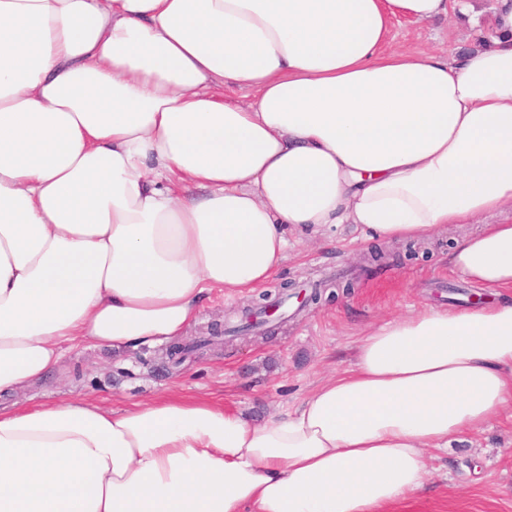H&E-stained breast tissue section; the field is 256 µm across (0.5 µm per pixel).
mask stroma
<instances>
[{
	"instance_id": "1",
	"label": "stroma",
	"mask_w": 512,
	"mask_h": 512,
	"mask_svg": "<svg viewBox=\"0 0 512 512\" xmlns=\"http://www.w3.org/2000/svg\"><path fill=\"white\" fill-rule=\"evenodd\" d=\"M492 5L493 0H474L465 16L394 22L389 45L406 52L465 53L477 38L490 35ZM477 229L474 223L449 227L413 259L400 243L357 242L351 224L338 230L331 245L304 237L278 280L321 282L328 295L304 308L289 299L276 312V328L268 337L252 331L224 337L242 304L227 303L223 292L215 291L180 338L184 344L206 337L211 343L186 354L179 366L162 368L159 346L122 356L78 347L61 370L30 385L21 398L38 406L81 397L119 409L175 388L209 396L250 419L265 417L296 404L319 381L347 367L365 327L426 306L463 308L482 297V289L449 270L444 260L452 239ZM429 469L426 490L391 512H512V418L433 451Z\"/></svg>"
}]
</instances>
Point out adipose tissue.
I'll use <instances>...</instances> for the list:
<instances>
[{"mask_svg": "<svg viewBox=\"0 0 512 512\" xmlns=\"http://www.w3.org/2000/svg\"><path fill=\"white\" fill-rule=\"evenodd\" d=\"M469 0H0V393L182 335L298 235L419 241L512 211V0L464 53L386 51ZM228 86L250 101L224 98ZM263 421L177 391L0 412V512H388L512 405V222Z\"/></svg>", "mask_w": 512, "mask_h": 512, "instance_id": "adipose-tissue-1", "label": "adipose tissue"}]
</instances>
